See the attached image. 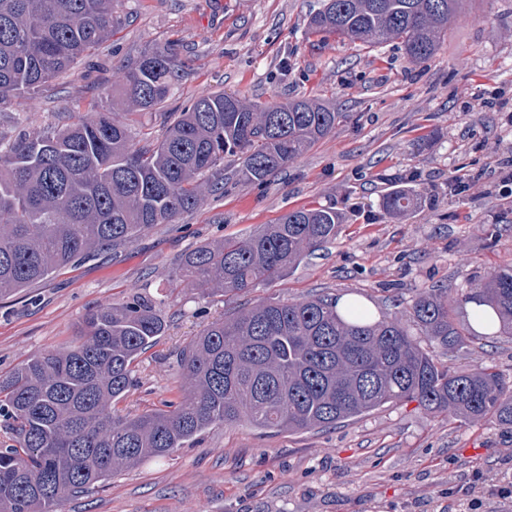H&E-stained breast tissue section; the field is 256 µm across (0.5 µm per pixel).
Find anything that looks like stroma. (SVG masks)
<instances>
[{
    "label": "stroma",
    "mask_w": 512,
    "mask_h": 512,
    "mask_svg": "<svg viewBox=\"0 0 512 512\" xmlns=\"http://www.w3.org/2000/svg\"><path fill=\"white\" fill-rule=\"evenodd\" d=\"M320 0H119L120 30L67 74L0 102V138L61 126L90 111L112 74L152 48L180 65L164 111L135 115L161 136L164 112L236 92L253 102L318 98L335 128L263 184L224 161L223 189L174 223L0 298V372L71 342L88 310L139 296L166 329L114 405L136 416L178 401V352L201 327L260 302L358 298L378 317L429 288L455 298L512 265V0H464L442 48L412 64L397 44L369 51L307 31ZM412 173L418 205L386 215L384 195ZM343 213L335 239L289 274L229 298L180 276L191 249L245 236L300 207ZM458 371L494 368L512 382V338L479 336L438 352ZM62 512H512V428L413 402L385 404L306 432L216 426L184 448L116 472Z\"/></svg>",
    "instance_id": "1"
}]
</instances>
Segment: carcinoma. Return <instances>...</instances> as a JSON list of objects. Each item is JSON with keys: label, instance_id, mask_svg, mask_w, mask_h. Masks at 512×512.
<instances>
[{"label": "carcinoma", "instance_id": "1", "mask_svg": "<svg viewBox=\"0 0 512 512\" xmlns=\"http://www.w3.org/2000/svg\"><path fill=\"white\" fill-rule=\"evenodd\" d=\"M462 0H322L311 34L352 43L401 45L410 62L432 57ZM115 0H0V100L22 97L66 74L112 37ZM177 64L150 49L113 74L101 108L72 124L0 141V296L48 279L96 251L116 248L196 207L224 157L261 183L325 137L340 113L315 99L250 103L236 93L201 96L166 123L155 143L135 141L133 115L174 94ZM417 201L408 183L382 200L404 215ZM332 206L298 208L248 237L187 252V285L225 295L279 277L336 236ZM492 309V330L512 337V266L462 296ZM407 317L433 347L454 351L475 336L455 322L439 288L421 292ZM156 304L134 296L86 314L81 337L31 355L0 374V413L13 444L0 448V512H60L113 473L165 456L214 425L331 428L386 403L416 401L464 420L512 427V384L489 368L454 371L424 350L395 315L374 319L357 301L313 296L258 303L203 326L179 352L187 386L178 402L135 417L112 403L136 383L135 365L165 331Z\"/></svg>", "mask_w": 512, "mask_h": 512}]
</instances>
